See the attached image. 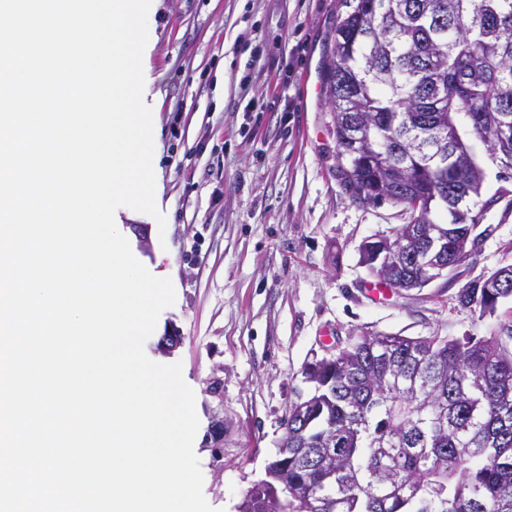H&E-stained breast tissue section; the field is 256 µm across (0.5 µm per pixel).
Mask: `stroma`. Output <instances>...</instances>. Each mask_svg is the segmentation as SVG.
<instances>
[{
  "mask_svg": "<svg viewBox=\"0 0 512 512\" xmlns=\"http://www.w3.org/2000/svg\"><path fill=\"white\" fill-rule=\"evenodd\" d=\"M147 18L144 101L155 119L156 204L165 226L119 208L134 256L171 279L176 300L145 343L181 363L196 394L203 494L238 512L264 480L304 367L364 334L474 336L512 350V299L494 314L462 306L466 284L512 265V171L465 135L484 172L475 263L453 279L371 296L361 247L411 223L406 205L354 202L336 170L321 64L341 0H156ZM181 337L172 354L158 343ZM223 423L224 433L212 429Z\"/></svg>",
  "mask_w": 512,
  "mask_h": 512,
  "instance_id": "obj_1",
  "label": "stroma"
}]
</instances>
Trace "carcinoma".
Wrapping results in <instances>:
<instances>
[{"instance_id": "1", "label": "carcinoma", "mask_w": 512, "mask_h": 512, "mask_svg": "<svg viewBox=\"0 0 512 512\" xmlns=\"http://www.w3.org/2000/svg\"><path fill=\"white\" fill-rule=\"evenodd\" d=\"M322 75L338 171L359 201L421 199L436 183L481 196L483 171L457 126L479 116L491 157L512 155V0H344ZM430 140L452 160L434 170ZM390 288L416 283L408 263ZM512 286L474 281L458 301L492 314ZM316 390L290 410L288 468L267 473L240 512H512V351L476 338L349 339L308 366Z\"/></svg>"}]
</instances>
